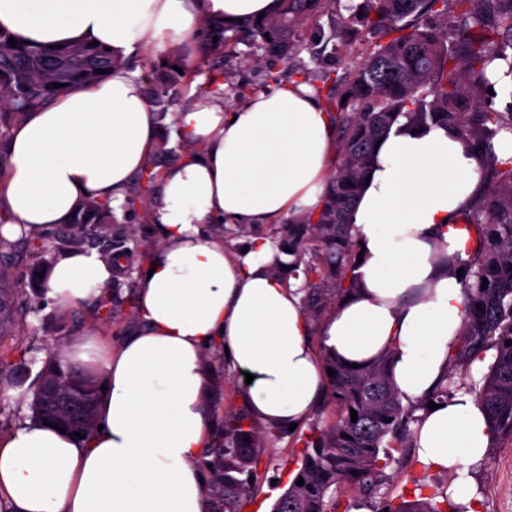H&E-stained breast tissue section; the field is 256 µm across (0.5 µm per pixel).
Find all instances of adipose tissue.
Here are the masks:
<instances>
[{"mask_svg": "<svg viewBox=\"0 0 512 512\" xmlns=\"http://www.w3.org/2000/svg\"><path fill=\"white\" fill-rule=\"evenodd\" d=\"M278 0H0V27L42 46L98 43L118 56L174 48L194 58L193 36L226 20L277 11ZM178 125L201 150L169 167L154 222L163 239L153 274L136 282L138 331L119 347L90 338L61 366L100 372L98 428L79 439L36 421L0 437V506L7 512H212L201 456L213 420L204 350L224 344L232 368L252 374L251 413L302 423L324 388L295 281L274 272L271 241L236 256L208 225L276 224L318 209L328 182L330 117L307 85L286 83L227 109L209 97ZM157 135L141 76L125 67L60 93L13 128L0 165V237L40 236L88 199L124 202ZM481 158L441 126H395L382 139L349 215L364 246L356 287L326 318L322 347L360 364L390 351L403 402L432 394L467 317L458 269L469 257L458 214L481 194ZM111 264L76 250L57 260L48 294L63 304L100 295ZM489 423L456 393L418 427L420 459L456 472L448 494L472 501L465 473L483 460Z\"/></svg>", "mask_w": 512, "mask_h": 512, "instance_id": "1", "label": "adipose tissue"}]
</instances>
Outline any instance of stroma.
Listing matches in <instances>:
<instances>
[{"mask_svg":"<svg viewBox=\"0 0 512 512\" xmlns=\"http://www.w3.org/2000/svg\"><path fill=\"white\" fill-rule=\"evenodd\" d=\"M374 44V39L366 33L357 42L338 47L336 52L325 53L322 60H313L303 50L294 62L307 67L309 86L323 98L329 90L322 80L324 71L331 68L341 74L355 68L373 51ZM217 62L230 75L229 82L224 85L225 92H233L235 85L240 83L248 84L253 90L268 86L266 74L271 64L270 56L243 44L238 45L234 55L220 58L213 54L204 63L184 60L174 49H147L132 55V65L144 77L153 67L163 63L188 72L187 77L171 90L166 104L167 116L157 126V137L150 152L157 170H166L190 151V144L183 139L176 124V114L193 102L207 81L211 64ZM72 247L70 239L56 237L50 239L43 250L36 251L27 246L13 257L9 272L19 280L15 294L17 320L11 336L0 340V372L6 376L0 383V435L8 434L30 420L34 383L46 360L62 354L71 342L88 336L118 346L139 326L132 290L138 264H131L125 272L113 275L110 288L118 296L120 306L114 319L108 322L100 320L92 306L61 305L37 292L25 280L26 272L54 262ZM204 360L211 380L208 407L215 421H223L228 410L236 414L247 413L244 375L226 364L223 350L207 349ZM335 417L334 405L325 395L295 432L272 434L266 423H259L263 439L257 482L245 500L246 505L252 506L254 512H272L273 504L297 472L303 442L311 428L325 427ZM383 445L389 449L391 460L378 493L368 498L376 510L388 501L398 503L418 499L419 485L446 488L453 483L454 473L426 466L420 461L416 449L402 447L390 437L384 439ZM469 477L476 489L471 502L473 512H512V438L492 440L484 460L470 468Z\"/></svg>","mask_w":512,"mask_h":512,"instance_id":"1","label":"stroma"}]
</instances>
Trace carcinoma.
Listing matches in <instances>:
<instances>
[{"label":"carcinoma","mask_w":512,"mask_h":512,"mask_svg":"<svg viewBox=\"0 0 512 512\" xmlns=\"http://www.w3.org/2000/svg\"><path fill=\"white\" fill-rule=\"evenodd\" d=\"M336 0H280L277 13L254 18L243 27H224L220 43L233 50L245 33L256 49L266 50L284 63L270 71L276 85L283 79L307 78L308 72L291 64L300 51L295 39L299 22L318 20L333 13ZM466 17L462 32L448 39V31L424 24V17L444 18L448 0H366L363 15L354 12L335 30L341 41L356 39L367 31L377 39L376 49L344 76L331 78L336 94L328 97L327 111L338 130L340 162L330 178L317 217H300L271 228L279 250L291 249L294 261L289 275L305 279L306 306L319 316L354 287L351 276L357 244L348 212L359 185L370 168L376 142L402 118L412 126L442 125L453 129L466 143L491 151L492 141L503 131L512 132V108H492L489 76L512 82V0H454ZM9 30L0 31V150L8 142L14 123L60 93L102 78L98 70H112L119 60L107 49L83 43L47 48L17 40ZM174 76L156 72L153 103L165 105V88ZM62 87L56 88L54 84ZM159 172L144 169L126 207L149 211L150 191ZM482 196L462 213V227L475 231L478 249L465 272L468 317L457 348L448 359L447 373L427 398L403 403L389 375L390 352L367 365L346 366L337 357L323 354L330 378L336 419L307 438L301 465L288 488L277 499L273 512H336L333 494L352 487L377 486L390 460L382 447L388 435L406 438L410 422L421 421L428 402L448 400L457 386L454 377L495 351L494 360L475 399L484 409L491 436L512 437V165L486 160ZM112 217L110 202L89 199L72 217L73 224H103ZM113 235L122 246L109 254L121 271L133 257H149L154 241L149 237L129 240L120 229ZM133 246H128V242ZM487 288H481L482 280ZM15 288L0 273V338L14 324ZM50 383L66 386V395L48 397L47 413L70 411L82 416V432L95 425L101 381L91 375L63 370L56 362L41 371ZM357 412L351 421L350 410ZM249 440H244V437ZM211 449L206 492L214 512H240L242 498L254 482L259 460V432L247 415L229 416ZM304 484L296 485L298 478ZM388 512H448V494L394 505Z\"/></svg>","instance_id":"obj_1"}]
</instances>
